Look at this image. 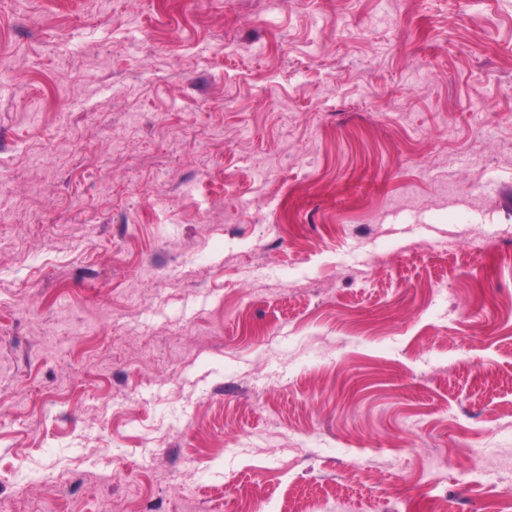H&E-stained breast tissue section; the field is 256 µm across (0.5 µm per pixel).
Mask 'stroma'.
<instances>
[{
	"label": "stroma",
	"mask_w": 512,
	"mask_h": 512,
	"mask_svg": "<svg viewBox=\"0 0 512 512\" xmlns=\"http://www.w3.org/2000/svg\"><path fill=\"white\" fill-rule=\"evenodd\" d=\"M506 421L512 0H0V512H490Z\"/></svg>",
	"instance_id": "stroma-1"
}]
</instances>
